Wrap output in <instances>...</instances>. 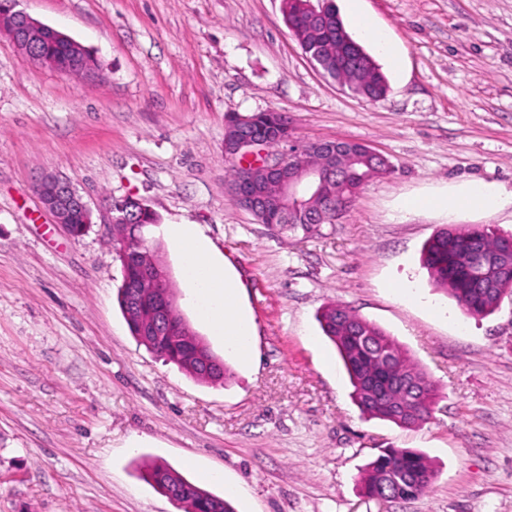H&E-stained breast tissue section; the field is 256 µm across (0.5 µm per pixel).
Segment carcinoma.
I'll return each instance as SVG.
<instances>
[{"mask_svg":"<svg viewBox=\"0 0 512 512\" xmlns=\"http://www.w3.org/2000/svg\"><path fill=\"white\" fill-rule=\"evenodd\" d=\"M282 2L289 31L326 77L368 100L385 95V76L343 23L336 22V16L315 19L302 0ZM377 176L375 168L360 163L349 164L345 171L350 182L363 185ZM276 228L306 238L320 231V225L306 224L294 215ZM506 238L512 235H499L485 226H450L438 231L422 252L432 285L447 292L469 317L493 313L503 295L512 294V256L497 251L499 242ZM117 299L122 314L130 315L127 325L134 337L165 307L158 288L139 290V304L133 314L129 313L130 289L120 287ZM171 320L170 326L157 328L142 345L200 381L223 382L228 368L208 372L200 363L201 358L213 355L204 339L181 316L173 314ZM319 322L336 346L353 388V400L364 414L404 428L418 426L431 417L438 387L394 339L340 304L324 307ZM142 478L166 494L180 492L176 505L181 512H234L229 501L189 481L164 462L143 463ZM434 478L428 457L405 448L380 450L360 474L367 497L376 500L386 495L392 501L423 494Z\"/></svg>","mask_w":512,"mask_h":512,"instance_id":"1","label":"carcinoma"}]
</instances>
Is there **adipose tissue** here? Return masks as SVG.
Masks as SVG:
<instances>
[{"mask_svg": "<svg viewBox=\"0 0 512 512\" xmlns=\"http://www.w3.org/2000/svg\"><path fill=\"white\" fill-rule=\"evenodd\" d=\"M349 13L359 34L371 41L392 68H399L401 55L386 32L362 12L360 0H348ZM512 206V194H503L497 187L470 180L453 192L427 193L403 199L397 206L400 216L417 210L444 211L451 214L475 210H500ZM173 248L183 259L182 279L191 302L212 336L220 338L225 348L241 357L252 352L249 322L239 313L237 285L216 260L197 225L175 224L171 227Z\"/></svg>", "mask_w": 512, "mask_h": 512, "instance_id": "obj_1", "label": "adipose tissue"}]
</instances>
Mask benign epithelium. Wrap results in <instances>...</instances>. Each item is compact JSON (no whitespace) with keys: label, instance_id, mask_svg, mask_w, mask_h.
I'll list each match as a JSON object with an SVG mask.
<instances>
[{"label":"benign epithelium","instance_id":"1","mask_svg":"<svg viewBox=\"0 0 512 512\" xmlns=\"http://www.w3.org/2000/svg\"><path fill=\"white\" fill-rule=\"evenodd\" d=\"M21 0H0V34L34 62L64 74H96L98 64L83 45L59 31L32 18L19 8ZM287 146L283 151L278 146ZM320 151L337 155L336 142L319 141L300 144L292 138L288 121L262 127L257 118L238 116L227 123L224 135V155L236 161L242 169L239 181L229 190L240 208L254 212L277 209L272 195L278 191L299 200L314 196L330 187L327 172L305 166L301 162L306 152ZM43 207L70 236L81 235L78 228L92 223L91 211L82 195L70 181L53 174L43 176L36 185ZM81 224L73 223L75 216ZM169 278L160 261L152 262L145 273L146 282L163 288Z\"/></svg>","mask_w":512,"mask_h":512}]
</instances>
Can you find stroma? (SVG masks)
I'll return each instance as SVG.
<instances>
[{
    "label": "stroma",
    "instance_id": "35a3bbf8",
    "mask_svg": "<svg viewBox=\"0 0 512 512\" xmlns=\"http://www.w3.org/2000/svg\"><path fill=\"white\" fill-rule=\"evenodd\" d=\"M96 56L82 77L32 62L0 35V512H179L140 476L161 459L235 512H512V295L483 318L434 290L420 258L451 225L512 234V207L399 219L403 198L481 180L512 192V0H361L402 56L366 101L324 78L281 0H21ZM275 110L301 141L385 156L320 235L260 224L224 185L228 114ZM93 213L72 238L43 209V173ZM136 195L191 328L228 362L221 384L164 362L129 332L106 218ZM170 224L198 225L238 282L253 354L211 337L181 283ZM411 283L410 301L398 287ZM348 306L437 384L429 420L363 415L317 317ZM425 453L423 495L366 497L381 448ZM213 471L223 480L210 479Z\"/></svg>",
    "mask_w": 512,
    "mask_h": 512
}]
</instances>
